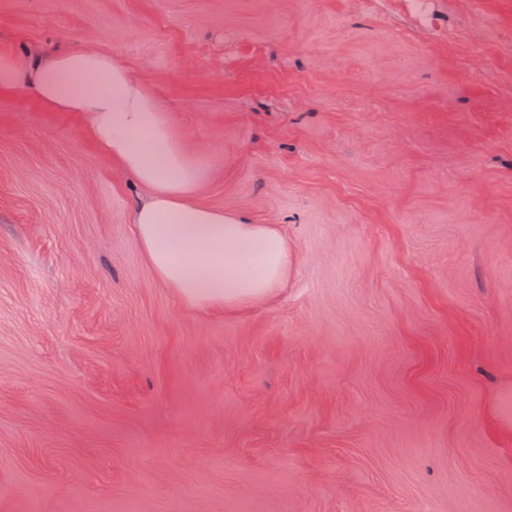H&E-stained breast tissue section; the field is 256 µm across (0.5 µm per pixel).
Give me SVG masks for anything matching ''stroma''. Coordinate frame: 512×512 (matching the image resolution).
<instances>
[{
  "label": "stroma",
  "mask_w": 512,
  "mask_h": 512,
  "mask_svg": "<svg viewBox=\"0 0 512 512\" xmlns=\"http://www.w3.org/2000/svg\"><path fill=\"white\" fill-rule=\"evenodd\" d=\"M0 42L128 63L292 261L189 305L80 118L0 96V512H512V0H0Z\"/></svg>",
  "instance_id": "1"
}]
</instances>
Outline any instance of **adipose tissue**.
Wrapping results in <instances>:
<instances>
[{
    "instance_id": "obj_1",
    "label": "adipose tissue",
    "mask_w": 512,
    "mask_h": 512,
    "mask_svg": "<svg viewBox=\"0 0 512 512\" xmlns=\"http://www.w3.org/2000/svg\"><path fill=\"white\" fill-rule=\"evenodd\" d=\"M26 91L75 113L98 147L144 189L131 212L134 238L157 279L201 308L266 302L288 279V241L271 224L198 205L207 177L157 95L108 53L45 55L0 48V95Z\"/></svg>"
}]
</instances>
